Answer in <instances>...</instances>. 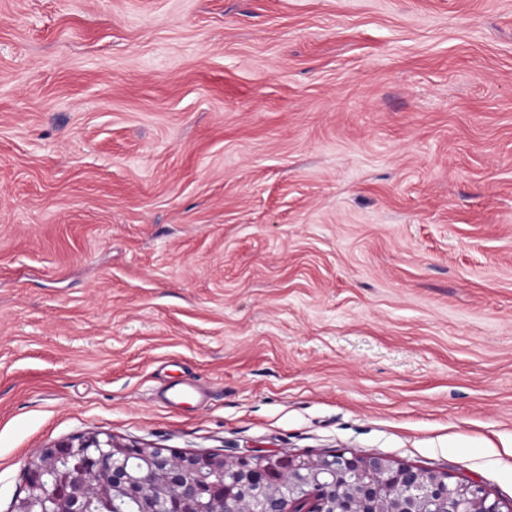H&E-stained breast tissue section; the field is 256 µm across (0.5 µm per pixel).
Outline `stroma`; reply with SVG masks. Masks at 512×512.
<instances>
[{"label":"stroma","instance_id":"obj_1","mask_svg":"<svg viewBox=\"0 0 512 512\" xmlns=\"http://www.w3.org/2000/svg\"><path fill=\"white\" fill-rule=\"evenodd\" d=\"M92 430L512 506V0H0V512ZM205 395L203 388L189 381L178 388L169 387L161 392V396L169 406H177L186 399L202 400Z\"/></svg>","mask_w":512,"mask_h":512}]
</instances>
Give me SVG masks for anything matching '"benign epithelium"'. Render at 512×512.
<instances>
[{"label": "benign epithelium", "mask_w": 512, "mask_h": 512, "mask_svg": "<svg viewBox=\"0 0 512 512\" xmlns=\"http://www.w3.org/2000/svg\"><path fill=\"white\" fill-rule=\"evenodd\" d=\"M503 512L477 483L337 450L226 459L122 443L89 431L42 448L12 512Z\"/></svg>", "instance_id": "7a95c632"}]
</instances>
